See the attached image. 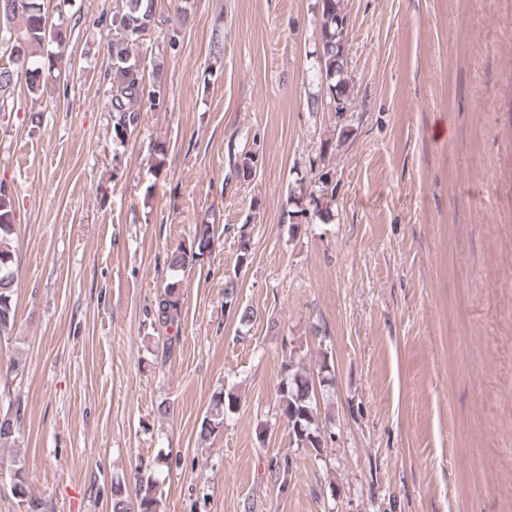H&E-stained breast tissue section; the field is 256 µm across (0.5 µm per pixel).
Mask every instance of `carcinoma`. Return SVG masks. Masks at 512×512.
<instances>
[{"label": "carcinoma", "instance_id": "cac0c4a2", "mask_svg": "<svg viewBox=\"0 0 512 512\" xmlns=\"http://www.w3.org/2000/svg\"><path fill=\"white\" fill-rule=\"evenodd\" d=\"M67 0H58L56 12ZM342 0H318L322 30V51L319 57L320 72L324 76L329 100L333 101L335 111H346L347 80L344 77L347 67V40L345 27L347 15L341 7ZM54 12V13H56ZM54 13L45 8L44 0H0V23L4 28H14L10 36L12 42L0 44V57H8V63L0 65V91L14 85L19 75H24L27 89L32 94H40L47 88L42 78L43 69L62 68V52L47 56L46 60H33L35 46L47 44L65 46L67 34L55 22ZM156 0H126L124 12L112 21L114 33L108 41L110 57L107 76L112 89V112H114L112 140L122 143L126 140L131 127L139 119L140 104L149 103V107L160 109L167 99V88L162 80L145 81L139 63L131 58L128 45L142 39L157 24ZM336 152V143L327 139L321 145L318 183L322 190L329 189L336 172L328 168L326 160ZM13 193L3 190L0 182V337L11 334L16 322V304L14 294L17 282L13 270L14 255L11 250L14 234ZM309 198L313 210L301 208L288 212L290 218H308L314 214L324 217L327 207L320 198L307 192V186L291 189L289 199L300 201ZM215 237L214 225L206 222L194 225V232L187 243L172 252L169 267L172 271H186L192 268L206 253L210 252ZM180 295L175 284L168 285L158 298L154 309V323L165 331V353L170 355L180 345ZM287 360L283 375L277 386L279 416L288 429L290 442L295 448H305L319 457L327 445L324 427L318 423L316 386H329L334 383V366L324 360L313 371L305 356L297 348H286ZM237 407V398L229 393H216L212 396L208 415L204 418L201 431L212 435L224 427L227 414ZM22 415L20 410L14 414L0 416V447L14 441L20 431ZM163 483L161 465L139 466L134 473L132 483L117 480L112 484L111 512H163L160 487ZM8 484L19 512H37L38 504L33 500L21 465H13L8 471Z\"/></svg>", "mask_w": 512, "mask_h": 512}]
</instances>
